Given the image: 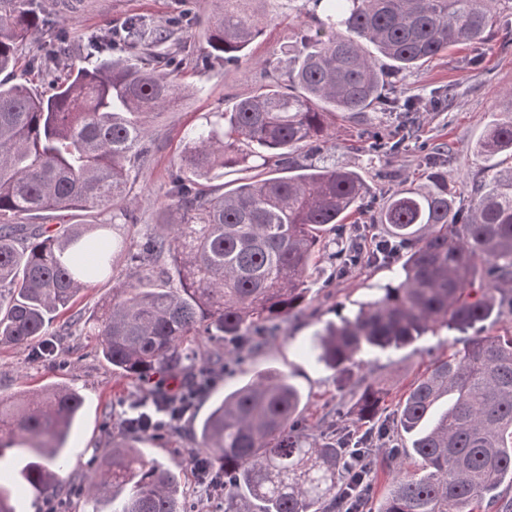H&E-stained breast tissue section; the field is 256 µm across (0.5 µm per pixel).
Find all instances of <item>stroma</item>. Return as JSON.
I'll use <instances>...</instances> for the list:
<instances>
[{
  "label": "stroma",
  "mask_w": 512,
  "mask_h": 512,
  "mask_svg": "<svg viewBox=\"0 0 512 512\" xmlns=\"http://www.w3.org/2000/svg\"><path fill=\"white\" fill-rule=\"evenodd\" d=\"M215 8L214 0H69L68 9L59 12L58 33L70 45L72 58L78 64L92 56V35L104 30L117 33L130 19L140 18L152 28L172 31L171 46L178 70L183 81L196 87L197 92L149 125L155 149L123 203L124 209L134 215V222H113L108 212L99 215L66 210L52 213L45 220V227L56 233L71 224L111 223L115 226L114 236L126 244H138L154 229L185 131L204 122L208 114L223 111L236 99L249 95L264 79V61L287 69L300 47L299 23L284 14L265 24L262 35L251 46L252 61L246 67L207 59L203 31ZM495 15L498 39L457 45L445 57L407 76L405 95L419 102L413 130L403 129L394 116L380 117L373 112L350 120L340 118L333 125L336 146L325 151L324 157L364 176L367 194L355 221L371 234L380 235L382 227L377 215L394 189L424 182L422 158L439 143L452 145L451 167L460 177V198L470 200L474 192L472 178L482 166L476 144L487 126L512 103L506 97L507 90L512 89V46L506 48L501 43L502 37L512 35V8L506 0H498ZM445 88L451 91L447 107L433 108L428 102L430 93ZM374 122L395 144L394 149L378 157L369 154L362 142L364 130ZM128 272L126 254H116L111 271L81 292L70 312L71 318L79 320V327L66 326L59 319L50 336L21 345L0 346V398L52 384L81 390L82 415L67 444L68 471L75 476L86 474L88 463L123 441L120 423L111 416L113 406L140 399L146 391L141 382L113 371L99 354L94 337L87 334L88 323L100 315L102 306L112 297L113 287L124 281ZM393 278L390 269L370 264L340 274L328 259H321L309 295L311 316L291 323L288 336L245 360L226 354L225 369L216 374L210 394L198 398L194 408L170 432L139 442L145 457L180 470L195 512L224 509L223 492L217 488L204 490L194 467L195 458L201 454L192 435L196 421L207 413L214 398L223 396L225 390L252 371L276 368L300 388L306 402L302 419L310 437L322 440L338 432L361 434L357 390L319 362L309 346L317 330L351 315L375 285ZM447 338V331L442 330L403 349L363 354L359 372L382 381L390 401H397L414 377L447 351ZM13 505L16 512H89L81 498L61 500L52 491L38 497L20 483L14 486Z\"/></svg>",
  "instance_id": "stroma-1"
}]
</instances>
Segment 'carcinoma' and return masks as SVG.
Here are the masks:
<instances>
[{
	"label": "carcinoma",
	"mask_w": 512,
	"mask_h": 512,
	"mask_svg": "<svg viewBox=\"0 0 512 512\" xmlns=\"http://www.w3.org/2000/svg\"><path fill=\"white\" fill-rule=\"evenodd\" d=\"M204 29L209 54L240 66L264 20L286 9L306 14L302 50L286 78L277 69L252 94L191 128L170 174L156 227L136 251L92 323L99 352L123 376L152 384L193 383L197 349L224 361L219 340L248 352L284 336L306 315L309 284L327 235L361 211L365 180L346 167L312 164L334 119L366 112L399 114L414 124L413 102L400 101L403 78L452 46L496 37L489 0H217ZM34 0H0V72L20 68L19 44L51 28ZM124 39L145 58L77 66L57 42L36 66L49 93L0 81V343L48 335L80 292L112 268L109 224H73L62 235L22 224L46 211L120 210L148 157L149 123L179 104L188 88L178 71H161L170 35L130 20ZM367 151L388 141L373 127ZM512 153V117L490 124L477 154L490 172L476 197L459 206L451 147L425 158V183L394 190L379 223L401 241L395 283L375 288L351 318L315 333L311 349L327 366L352 374L367 350L405 348L445 329L464 334L463 350L435 358L402 394L395 425L403 441L389 451L395 478L378 512H512L497 493L512 483V332H486L512 310V169L494 170ZM245 176L223 181L226 172ZM168 267L156 270L159 258ZM388 392L361 386L356 407L375 419ZM303 395L276 369L255 371L214 402L195 428L208 457L205 477L239 502L236 512H362L373 495L372 428L319 444L299 422ZM83 405L80 391L48 386L0 399V471L25 460L20 476L41 494L62 481L65 444ZM411 458L416 470L401 468ZM83 487L92 512H188L180 474L132 446L90 466Z\"/></svg>",
	"instance_id": "cac0c4a2"
}]
</instances>
